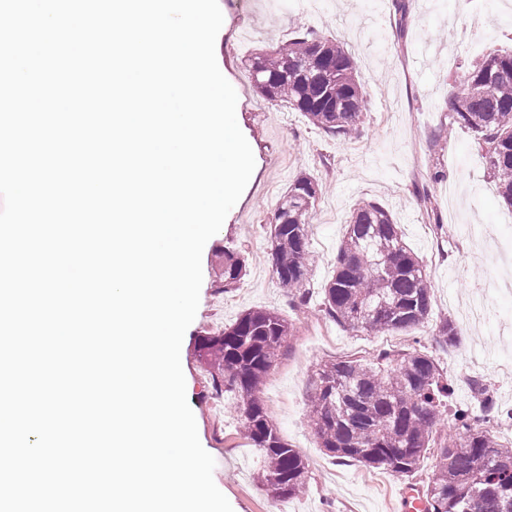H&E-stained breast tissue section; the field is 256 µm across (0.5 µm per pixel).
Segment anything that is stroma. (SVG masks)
Returning <instances> with one entry per match:
<instances>
[{
    "mask_svg": "<svg viewBox=\"0 0 512 512\" xmlns=\"http://www.w3.org/2000/svg\"><path fill=\"white\" fill-rule=\"evenodd\" d=\"M243 2L239 13L224 11L215 54L237 93L236 118L255 168L203 250L199 308L182 341L186 395L199 440L216 462L215 484L233 512H398L408 488L426 486L432 458L407 479L334 460L310 426L312 377L323 363L418 347L452 383L454 404L477 408L469 382L480 378L500 408L512 409V369L501 367L505 355H512V290L492 288L496 259L463 230L479 224L512 246V208L489 177L473 133L448 126L450 96L468 66L491 51L512 49V7L507 0H436L434 8L424 9L420 0H409L400 26L393 0ZM301 30L341 42L357 61L367 110L351 139L332 138L301 113L266 100L245 66L251 54L285 45ZM304 173L318 182L321 194L309 225L311 299L295 306L273 272L269 224L289 184ZM364 200L392 212L422 259L432 318L455 322L457 346H445L428 328L357 333L321 311V290L334 273L346 223ZM228 249L245 260V274L231 289L224 286ZM256 308L279 313L294 328L261 389L262 400L274 394L285 399V409L269 416L308 465L306 492L280 501L271 500L260 481L262 455L245 439L223 385L197 356L200 337L222 333L243 311Z\"/></svg>",
    "mask_w": 512,
    "mask_h": 512,
    "instance_id": "35a3bbf8",
    "label": "stroma"
}]
</instances>
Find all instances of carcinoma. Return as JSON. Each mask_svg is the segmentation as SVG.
Segmentation results:
<instances>
[{
    "mask_svg": "<svg viewBox=\"0 0 512 512\" xmlns=\"http://www.w3.org/2000/svg\"><path fill=\"white\" fill-rule=\"evenodd\" d=\"M250 72L269 101L301 112L319 130L346 140L359 130L366 94L354 57L341 43L301 33L288 45L251 60ZM453 123L471 130L488 173L512 207V50L493 51L469 68L453 102ZM321 193L304 174L288 186L270 222L274 272L299 303L309 294V213ZM244 261L224 255V287L244 275ZM322 312L353 331L377 336L416 331L429 323L432 295L421 259L407 247L391 212L360 204L347 222L336 269L322 288ZM448 346L459 343L455 323L433 329ZM293 326L274 311L250 309L198 343L200 360L220 371L242 429L259 449L261 482L274 500L307 485L302 455L284 443L260 393ZM471 389L483 415L449 404L452 391L435 358L421 350L326 363L312 383L309 418L322 448L339 461L406 478L428 454L435 458L422 491L426 512H512V442L493 422L504 418L486 384ZM454 433L437 437L442 416Z\"/></svg>",
    "mask_w": 512,
    "mask_h": 512,
    "instance_id": "cac0c4a2",
    "label": "carcinoma"
}]
</instances>
